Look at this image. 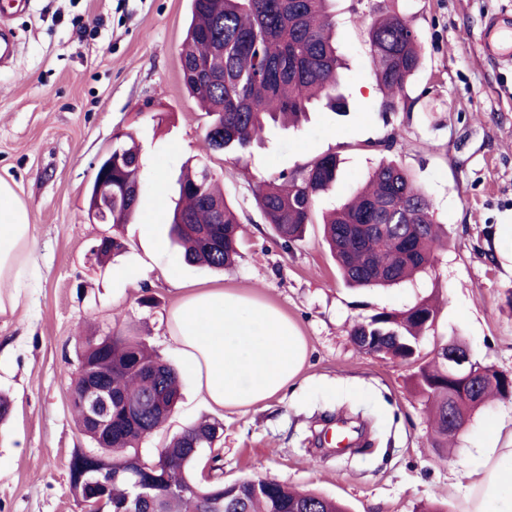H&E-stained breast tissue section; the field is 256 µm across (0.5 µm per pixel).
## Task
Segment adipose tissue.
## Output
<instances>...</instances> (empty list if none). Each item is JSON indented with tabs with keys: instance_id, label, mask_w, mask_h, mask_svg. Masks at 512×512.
Returning <instances> with one entry per match:
<instances>
[{
	"instance_id": "obj_1",
	"label": "adipose tissue",
	"mask_w": 512,
	"mask_h": 512,
	"mask_svg": "<svg viewBox=\"0 0 512 512\" xmlns=\"http://www.w3.org/2000/svg\"><path fill=\"white\" fill-rule=\"evenodd\" d=\"M34 226L12 184L0 178V314L15 310L33 253ZM171 339L211 407L265 402L301 371L306 343L277 307L241 292L203 287L169 317ZM464 512H512V448H483L466 475Z\"/></svg>"
}]
</instances>
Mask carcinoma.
Wrapping results in <instances>:
<instances>
[{"mask_svg": "<svg viewBox=\"0 0 512 512\" xmlns=\"http://www.w3.org/2000/svg\"><path fill=\"white\" fill-rule=\"evenodd\" d=\"M331 0H190L191 18L180 53L182 80L208 117L205 140L244 156L278 121L297 127L320 102L337 113L350 110L338 91L342 66L329 14ZM370 61L380 94L379 111L409 112L410 79L421 67L417 32L393 10L379 9L366 27ZM112 223L133 218L142 182L141 146L132 136L113 140ZM339 160L325 155L307 167L260 182L255 200L264 223L288 249L302 240L314 223L318 199L336 181ZM179 198L171 234L190 264L210 269L231 268L239 256L241 225L224 199L209 165L199 160L178 180ZM328 243L343 282L351 288H389L434 266L436 250L449 245L424 188L398 161H381L366 183L345 203L323 218ZM117 238L100 242L98 259L120 253ZM436 307L427 301L393 313H382L355 324L357 346L363 337H380L385 354L401 357L400 348L417 345L436 321ZM81 362L112 367V438L102 444L107 456L93 460L83 450L69 461L75 499L83 481L100 483L112 499V510L124 507L133 483L148 498L138 512H347L331 498L302 492L286 483L247 477L226 482L220 449L213 439L224 429L217 419L201 420L175 434L152 457L140 451L146 437L158 431L179 401L176 369L135 336L119 332L88 336L79 348ZM417 388L430 402L431 447L439 453L460 431L448 419L453 387L448 385L447 351L419 366ZM144 403L137 418L125 413L124 399ZM492 398L506 400L498 373L483 366L482 383L460 413L468 422Z\"/></svg>", "mask_w": 512, "mask_h": 512, "instance_id": "carcinoma-1", "label": "carcinoma"}]
</instances>
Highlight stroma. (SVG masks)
I'll use <instances>...</instances> for the list:
<instances>
[{
    "label": "stroma",
    "mask_w": 512,
    "mask_h": 512,
    "mask_svg": "<svg viewBox=\"0 0 512 512\" xmlns=\"http://www.w3.org/2000/svg\"><path fill=\"white\" fill-rule=\"evenodd\" d=\"M380 1L330 4L344 62L339 90L359 111L316 107L299 128L269 127L240 161L208 149L206 118L182 82L188 0H32L15 20L18 52L0 68V177L30 210L34 249L17 309L0 314V392L14 401L0 432V512H81L68 469L73 450L89 445L70 402L76 353L86 336L111 331L141 338L180 371L178 407L143 441V455L200 418L216 419L227 482L271 478L350 512H420L427 503L462 512L457 478L477 449L512 447V401L497 400L447 453L430 448L416 366L368 355L350 336L358 321L432 299L438 314L420 341L423 359L456 339L473 360L512 373V251L496 246L512 235V64L477 45L484 17L511 11L512 0H384L422 42L410 83L418 103L387 114L375 109L366 42ZM119 128L142 141L144 187L131 222L112 229L126 251L100 263L90 249L103 227L89 223L86 193ZM327 154L340 165L321 211L346 200L381 158L415 176L451 240L432 270L389 288H349L320 224L280 247L259 213L257 183ZM202 158L243 222L241 256L227 271L188 264L169 236L181 169ZM183 283L221 285L279 308L306 342L299 375L262 404L211 409L170 339ZM341 414L363 424L364 450L350 458L312 449L313 432L334 430Z\"/></svg>",
    "instance_id": "obj_1"
}]
</instances>
